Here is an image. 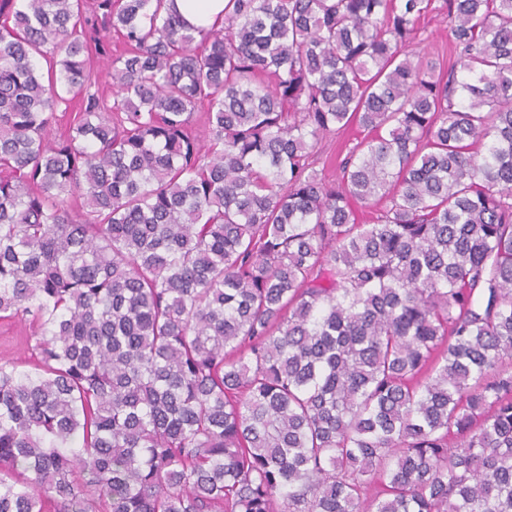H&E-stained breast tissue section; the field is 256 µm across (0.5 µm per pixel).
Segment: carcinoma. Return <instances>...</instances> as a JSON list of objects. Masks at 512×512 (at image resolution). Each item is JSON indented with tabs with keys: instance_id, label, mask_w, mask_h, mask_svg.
<instances>
[{
	"instance_id": "carcinoma-1",
	"label": "carcinoma",
	"mask_w": 512,
	"mask_h": 512,
	"mask_svg": "<svg viewBox=\"0 0 512 512\" xmlns=\"http://www.w3.org/2000/svg\"><path fill=\"white\" fill-rule=\"evenodd\" d=\"M434 2L0 0V512H512V0ZM225 0H174V9L194 26H209L224 13ZM450 37L448 20H444L442 16H438L428 21L425 32L420 36V38H427V41L420 45L413 43L410 48L418 52L420 48H423L428 42L439 44L449 43ZM362 137L363 133L360 134L357 127L353 126L348 128L343 134L327 139L322 144L317 169L322 170L327 179H336V175L339 173L338 166L340 162ZM35 327L26 324L0 320V356L27 360L30 352L22 339L36 336Z\"/></svg>"
}]
</instances>
